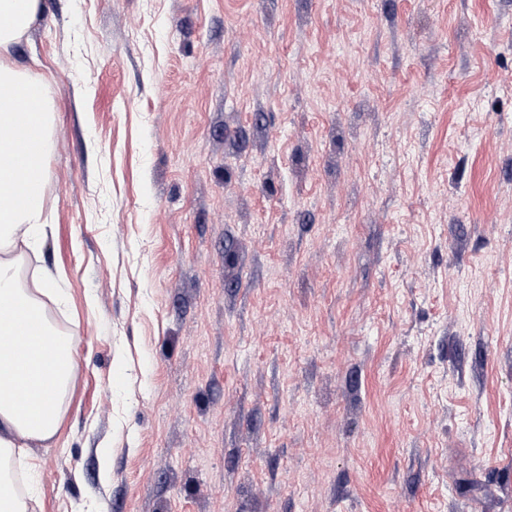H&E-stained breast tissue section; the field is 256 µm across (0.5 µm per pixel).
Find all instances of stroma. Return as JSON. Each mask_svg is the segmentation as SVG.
Masks as SVG:
<instances>
[{"instance_id":"obj_1","label":"stroma","mask_w":512,"mask_h":512,"mask_svg":"<svg viewBox=\"0 0 512 512\" xmlns=\"http://www.w3.org/2000/svg\"><path fill=\"white\" fill-rule=\"evenodd\" d=\"M11 58L80 356L33 512H512V0H42Z\"/></svg>"}]
</instances>
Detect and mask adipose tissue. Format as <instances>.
Wrapping results in <instances>:
<instances>
[{"label":"adipose tissue","mask_w":512,"mask_h":512,"mask_svg":"<svg viewBox=\"0 0 512 512\" xmlns=\"http://www.w3.org/2000/svg\"><path fill=\"white\" fill-rule=\"evenodd\" d=\"M42 0H0V512H29L11 479L16 450L54 438L62 402L79 365L74 338L48 320L43 302L21 281L15 252L38 251L48 235L44 162L49 151L51 105L46 84L17 67L12 48L29 31ZM38 101L33 135L36 151L17 157V123L24 97ZM36 317L22 350L3 340L20 315Z\"/></svg>","instance_id":"1"}]
</instances>
